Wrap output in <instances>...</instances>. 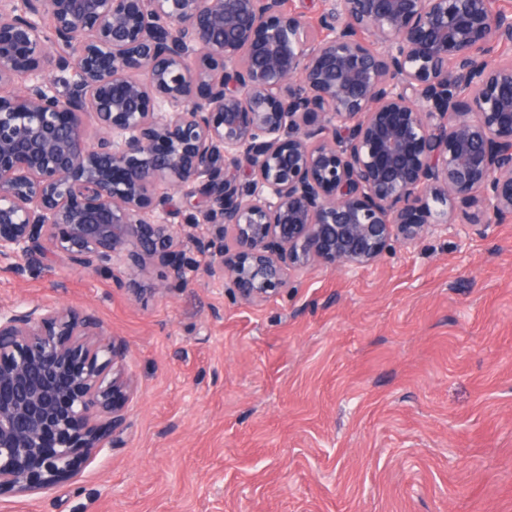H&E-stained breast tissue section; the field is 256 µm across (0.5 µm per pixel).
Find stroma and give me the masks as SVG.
Instances as JSON below:
<instances>
[{"label": "stroma", "instance_id": "35a3bbf8", "mask_svg": "<svg viewBox=\"0 0 512 512\" xmlns=\"http://www.w3.org/2000/svg\"><path fill=\"white\" fill-rule=\"evenodd\" d=\"M70 305L126 344L120 442L0 512H512V222L316 263L246 304L151 267L0 270V307Z\"/></svg>", "mask_w": 512, "mask_h": 512}]
</instances>
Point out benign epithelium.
Returning a JSON list of instances; mask_svg holds the SVG:
<instances>
[{"instance_id":"benign-epithelium-1","label":"benign epithelium","mask_w":512,"mask_h":512,"mask_svg":"<svg viewBox=\"0 0 512 512\" xmlns=\"http://www.w3.org/2000/svg\"><path fill=\"white\" fill-rule=\"evenodd\" d=\"M511 43L491 0H330L316 28L283 0H0V270L185 281L156 186L201 176L200 271L247 303L458 210L482 236L512 219V62L488 60ZM121 356L83 310L0 307V492L47 494L123 432Z\"/></svg>"}]
</instances>
